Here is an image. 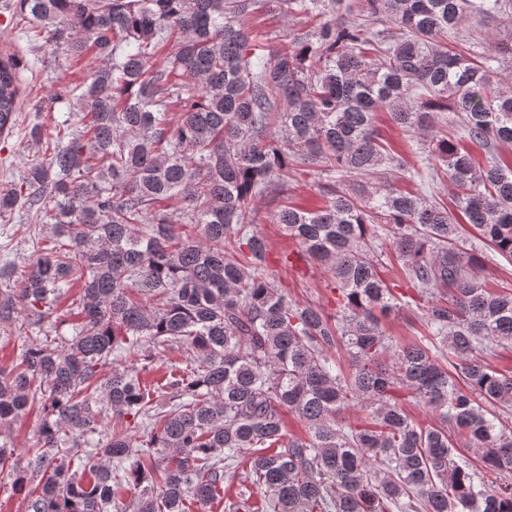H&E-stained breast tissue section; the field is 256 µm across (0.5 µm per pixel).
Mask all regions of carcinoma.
<instances>
[{
  "label": "carcinoma",
  "instance_id": "cac0c4a2",
  "mask_svg": "<svg viewBox=\"0 0 512 512\" xmlns=\"http://www.w3.org/2000/svg\"><path fill=\"white\" fill-rule=\"evenodd\" d=\"M277 3L307 27L272 49L244 19ZM27 37L62 45L90 73L57 84L68 123L0 188V217L26 208L37 256L0 265V322L23 339L0 366V425L36 400L45 418L0 472L25 512H512V290L473 277L471 238L512 259V38L481 52L451 34L468 19L512 31V0H15ZM385 18L378 31L349 20ZM20 63L0 58V135L19 110ZM378 112L428 144L409 165ZM446 112L463 116L445 131ZM328 178L314 209L275 214L339 293L331 315L301 306L267 269L258 198L285 193L294 164ZM397 172L396 191L364 181ZM446 181L453 204L423 191ZM392 252L420 296L423 331L395 349L381 319L401 298L380 272ZM19 288H6L11 279ZM75 281L79 324L57 345L51 317ZM38 328L44 335L32 337ZM180 347L193 366L149 386ZM146 349L138 370L120 364ZM112 372L102 373L107 365ZM419 402L432 420L415 421ZM367 421L342 420L350 405ZM305 425L285 429V412ZM111 415L107 436L99 419ZM138 419L140 436L127 432ZM39 479L26 490L28 480Z\"/></svg>",
  "mask_w": 512,
  "mask_h": 512
}]
</instances>
